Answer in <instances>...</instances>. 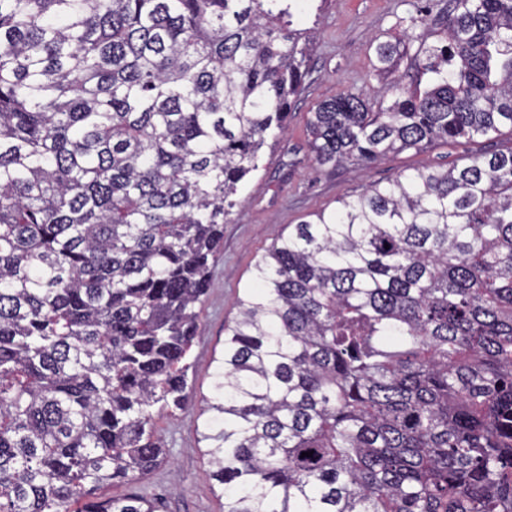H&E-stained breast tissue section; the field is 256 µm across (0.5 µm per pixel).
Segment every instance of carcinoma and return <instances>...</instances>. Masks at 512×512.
I'll use <instances>...</instances> for the list:
<instances>
[{
	"label": "carcinoma",
	"instance_id": "carcinoma-1",
	"mask_svg": "<svg viewBox=\"0 0 512 512\" xmlns=\"http://www.w3.org/2000/svg\"><path fill=\"white\" fill-rule=\"evenodd\" d=\"M298 9L0 0V512H155L102 491L163 460L233 197L309 74ZM444 34L427 88L317 104L313 161L512 132V0ZM212 379L223 512H512V149L294 225Z\"/></svg>",
	"mask_w": 512,
	"mask_h": 512
}]
</instances>
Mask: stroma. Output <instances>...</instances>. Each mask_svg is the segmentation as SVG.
Wrapping results in <instances>:
<instances>
[{"mask_svg": "<svg viewBox=\"0 0 512 512\" xmlns=\"http://www.w3.org/2000/svg\"><path fill=\"white\" fill-rule=\"evenodd\" d=\"M426 26L441 32L450 0H306L304 24L314 32L310 72L288 114L286 135L263 151L261 166L240 189L212 261L210 286L199 306V321L187 355L186 399L156 419L165 444L162 464L139 481L114 487L117 495L150 498L156 512H220L215 481L200 441V413L211 392L215 357L224 349V327L237 313V300L252 281L256 261L291 225L333 210L340 198L367 186L386 184L417 169L465 166L474 156L512 148V136L493 140L464 138L426 149L388 155L372 166L348 162L317 167L308 148L307 123L319 102L348 92L374 97L377 90L407 85L420 77L418 36L410 26L423 5ZM399 40L392 66L373 67L378 43Z\"/></svg>", "mask_w": 512, "mask_h": 512, "instance_id": "1", "label": "stroma"}]
</instances>
